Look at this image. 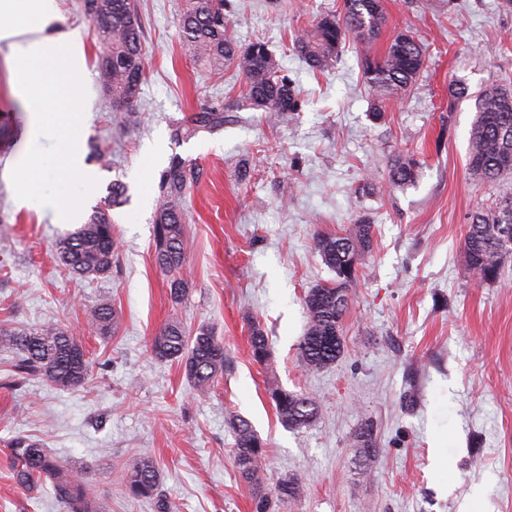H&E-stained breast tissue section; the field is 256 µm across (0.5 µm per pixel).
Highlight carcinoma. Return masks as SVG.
Here are the masks:
<instances>
[{"label":"carcinoma","instance_id":"carcinoma-1","mask_svg":"<svg viewBox=\"0 0 512 512\" xmlns=\"http://www.w3.org/2000/svg\"><path fill=\"white\" fill-rule=\"evenodd\" d=\"M227 0H180L178 4L181 39L193 60L220 73L232 65L245 80L243 100L224 108L196 113L189 122L173 129L174 136L188 137L201 129L224 126V111L246 106L277 117L298 112L301 104L287 73L270 52L256 41L242 47L228 31ZM84 15L92 25L101 48L96 60L100 84L112 111L127 120L137 112L144 80L143 26L134 0H81ZM385 19L381 3L372 0H344L340 14L325 13L304 29L294 41L298 57L313 71L324 72L341 56L347 38L363 43L376 37ZM424 64V48L414 36L399 33L380 55L363 54L361 66L369 93L378 103L372 118H382L383 108L399 91L415 82ZM476 118L470 131L468 169L484 184H495L512 174V90L488 87L475 95ZM419 166L412 157L394 159L389 165L392 185L408 186L418 178ZM195 179V172L179 158L171 160L161 177V196L155 216L154 237L159 267L172 276L170 293L181 301L186 282L181 277L184 263L183 198ZM126 188L112 184L104 206L97 208L76 232L61 239L57 254L62 264L81 277H100L112 269L115 241L109 211L125 203ZM512 234V196L504 197L467 217L463 252L468 270L478 284L498 279L512 262V249L504 250V233ZM374 224L363 220L345 235L319 234L314 248L335 274L327 284L311 288L305 296L307 329L299 343L302 362L321 369L336 362L344 350L343 323L350 309L351 288L358 280L359 265L373 250ZM114 309L100 304L92 313V326L101 337L112 332ZM252 360L260 365L270 358L267 336L260 326L250 328ZM0 348L9 353L18 375L45 380L59 388L84 385L92 376L91 363L80 337L58 323L20 331L0 325ZM152 351L161 360H174L184 368L186 379L199 393L208 392L228 367L224 344L207 329L186 335L177 322L167 324L152 340ZM281 420L290 426L310 424L316 402L274 383L267 388ZM235 432L234 458L240 476L259 486L263 483L267 451L248 421H232ZM354 440L364 456L379 453L371 430L355 431ZM13 480L18 489L32 492L50 482L54 498L65 512H100L83 474L67 468L38 441L24 435L9 443ZM125 492L137 500L154 504L157 512H175L177 505L160 489L158 467L152 457L139 455L125 463ZM295 479L279 481L273 491L253 497L254 512H275V507L300 495Z\"/></svg>","mask_w":512,"mask_h":512}]
</instances>
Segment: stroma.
Listing matches in <instances>:
<instances>
[{
  "label": "stroma",
  "instance_id": "stroma-1",
  "mask_svg": "<svg viewBox=\"0 0 512 512\" xmlns=\"http://www.w3.org/2000/svg\"><path fill=\"white\" fill-rule=\"evenodd\" d=\"M135 2L145 25L139 123L115 122L93 70L96 101L82 133L84 162L98 174L85 213L112 183L127 188V202L110 213L108 275L70 273L57 243L75 225L14 202L5 173L29 149L28 114L0 52V324L67 325L92 365L89 384L60 389L19 379L0 354V512H63L53 495L15 488L7 444L18 434L82 471L106 512H155L124 492L123 466L137 454L154 459L178 512H253V488L235 467L236 416L266 444L265 486L302 483L279 512H512V265L479 285L462 250L468 214L511 191L512 178L490 186L469 174L475 102L450 95L457 82L472 93L512 86V9L502 0H382L386 22L373 53L407 31L425 62L375 122L356 41L322 73L291 47L343 0H229L232 36L268 42L301 110L272 123L245 109L222 130L178 140L176 123L238 96L243 80L235 68L219 76L192 60L178 0ZM57 4V31L80 36L95 60L99 46L78 0ZM398 156L419 161L415 184L390 185ZM174 157L198 174L184 201L187 291L178 303L154 243L161 173ZM362 219L373 222L377 243L359 267L344 351L309 369L298 350L304 297L334 277L313 238L345 234ZM103 302L120 314L106 339L89 327ZM172 321L190 335L207 328L224 344L230 365L207 395L195 393L180 364L152 352ZM254 323L269 339L265 366L250 357ZM271 381L312 397L315 421L282 424ZM364 422L379 448L369 460L353 440Z\"/></svg>",
  "mask_w": 512,
  "mask_h": 512
}]
</instances>
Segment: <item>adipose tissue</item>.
<instances>
[{
	"instance_id": "1",
	"label": "adipose tissue",
	"mask_w": 512,
	"mask_h": 512,
	"mask_svg": "<svg viewBox=\"0 0 512 512\" xmlns=\"http://www.w3.org/2000/svg\"><path fill=\"white\" fill-rule=\"evenodd\" d=\"M56 0H0V47L10 50L14 95L29 114L31 144L53 137L54 155L35 149L8 172L20 204L40 202L55 223H75L80 212L73 184L94 189L97 174L84 163L81 129L92 108L82 43L55 34Z\"/></svg>"
}]
</instances>
